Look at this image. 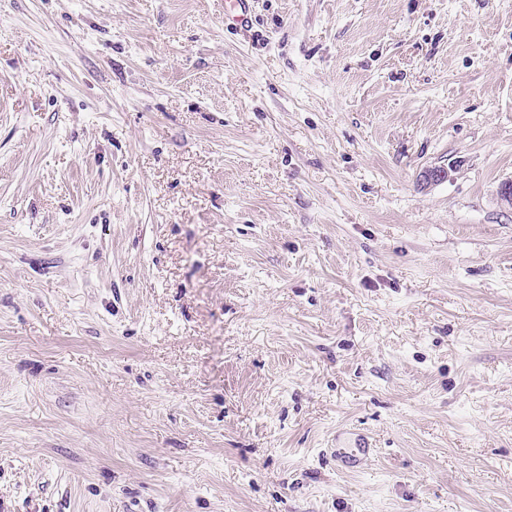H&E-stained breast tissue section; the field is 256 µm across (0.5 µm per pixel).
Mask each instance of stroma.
<instances>
[{"label":"stroma","instance_id":"1","mask_svg":"<svg viewBox=\"0 0 512 512\" xmlns=\"http://www.w3.org/2000/svg\"><path fill=\"white\" fill-rule=\"evenodd\" d=\"M250 11L0 0V512H512V0ZM343 446H336L334 459L336 468L342 472H360L367 462L373 457L376 445L364 434H353Z\"/></svg>","mask_w":512,"mask_h":512}]
</instances>
